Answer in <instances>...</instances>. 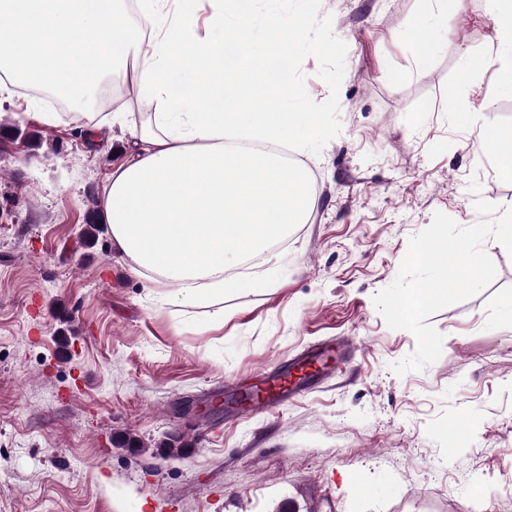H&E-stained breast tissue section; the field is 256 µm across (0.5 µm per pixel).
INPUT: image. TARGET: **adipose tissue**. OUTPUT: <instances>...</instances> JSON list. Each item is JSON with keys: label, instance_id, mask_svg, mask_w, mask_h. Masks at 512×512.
<instances>
[{"label": "adipose tissue", "instance_id": "ef3b65f1", "mask_svg": "<svg viewBox=\"0 0 512 512\" xmlns=\"http://www.w3.org/2000/svg\"><path fill=\"white\" fill-rule=\"evenodd\" d=\"M197 0H126L103 10L88 0H0V94L9 82L49 90L82 110L95 75L112 74L122 94L134 83L152 108L132 136L129 157L106 187L102 220L133 263L176 285L174 302L208 305L257 288L231 274L304 223L315 204L306 170L277 146L314 142L323 116L294 103L288 86L265 72L268 57L300 48L333 54L336 39L308 42L303 10L255 19L252 0H210L207 34L196 28ZM496 24L494 60L512 73V0H488ZM465 0H434L415 28L418 63L448 51L441 22ZM188 86L173 94L171 76Z\"/></svg>", "mask_w": 512, "mask_h": 512}]
</instances>
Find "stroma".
I'll return each instance as SVG.
<instances>
[{
  "label": "stroma",
  "mask_w": 512,
  "mask_h": 512,
  "mask_svg": "<svg viewBox=\"0 0 512 512\" xmlns=\"http://www.w3.org/2000/svg\"><path fill=\"white\" fill-rule=\"evenodd\" d=\"M314 19L333 54L300 51L297 101L322 112L314 149L285 142L309 173L307 221L240 276L261 288L190 307L166 303L109 233L84 244L131 139L99 120L94 143L57 104L12 89L0 119V512H512V255L428 322L442 355L396 374L414 336L388 327L373 297L435 212L468 227L512 205V181L479 141L512 131L489 55L485 0L447 18L452 52L418 66L414 29L428 0H281ZM458 88L455 111L440 96ZM346 340L348 362L262 412L240 396L288 373L318 344ZM141 450L117 446L122 434ZM178 436L182 456L160 443Z\"/></svg>",
  "instance_id": "obj_1"
}]
</instances>
